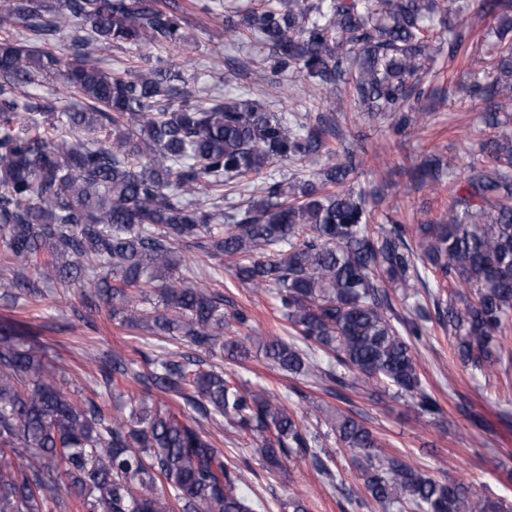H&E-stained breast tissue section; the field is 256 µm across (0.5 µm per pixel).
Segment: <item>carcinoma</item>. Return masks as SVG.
<instances>
[{"label": "carcinoma", "mask_w": 512, "mask_h": 512, "mask_svg": "<svg viewBox=\"0 0 512 512\" xmlns=\"http://www.w3.org/2000/svg\"><path fill=\"white\" fill-rule=\"evenodd\" d=\"M497 20L486 32L497 77L474 82L482 122L512 112V0H478ZM433 0H280L220 14L224 32L255 34L276 69L305 78L366 112L408 126L432 58L426 24ZM186 21L159 0H0V246L14 261L15 299L76 283L88 308L172 347L89 357L95 394L113 409L64 389L58 357L22 322L0 320V512H257L251 488L292 457L334 481L323 438L356 457L371 504L392 512H512V504L463 482H442L404 455L378 453L376 434L351 414L316 417L317 428L263 387L206 363L216 351L243 362L252 348L224 336L248 326L224 293L197 283L181 252L203 239L244 287L274 289L297 341L261 340L281 370L332 393L381 381L439 411L412 347L389 315L384 282L405 284L418 267L448 288L415 316L452 332L459 360L482 371L512 362V138L480 145L483 164L462 190L448 187V218L393 221L371 231L374 191L355 187L363 159L328 146L325 115L288 119L242 95H199L161 66L128 61L112 71L100 55L183 47ZM50 75L64 96L31 95ZM323 164L309 179L278 180L277 159ZM412 178L441 184L429 159ZM247 204L224 211V197ZM33 267L35 279L24 274ZM197 353L180 351L182 343ZM247 434L257 461L232 459L206 426Z\"/></svg>", "instance_id": "cac0c4a2"}]
</instances>
